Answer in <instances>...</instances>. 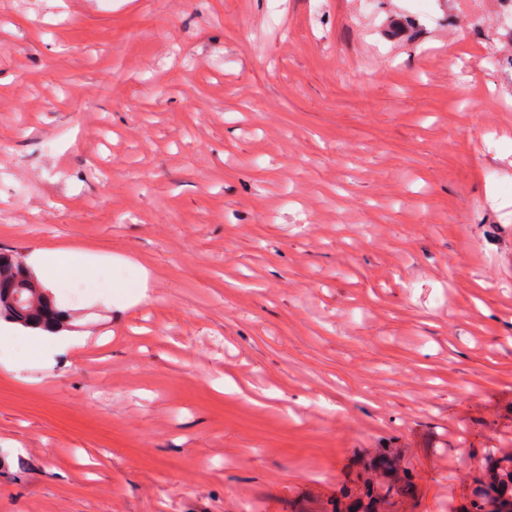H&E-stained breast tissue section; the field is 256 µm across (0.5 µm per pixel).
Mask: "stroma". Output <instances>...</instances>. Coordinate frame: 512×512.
Wrapping results in <instances>:
<instances>
[{
	"label": "stroma",
	"instance_id": "1",
	"mask_svg": "<svg viewBox=\"0 0 512 512\" xmlns=\"http://www.w3.org/2000/svg\"><path fill=\"white\" fill-rule=\"evenodd\" d=\"M0 512H465L512 456L500 0H0ZM42 261L43 273L47 277H52V271L59 265H70L77 272H81L83 268L77 263L73 254L67 250H55L49 253H38L37 254ZM32 273L27 266L18 261L13 255L0 253V291L9 288L13 284H24L27 289L24 290L27 299L35 298V302H30L21 308V311H13L10 316L1 315L0 320L16 323L26 328H38L40 336L29 337L39 356L47 357V347L52 346L51 353H65L74 343L66 336H60L44 329L56 330L64 326L66 314L53 308L52 301L48 302L42 291H47L50 299L49 289ZM33 277V278H31ZM32 321V324H29ZM42 329V330H41Z\"/></svg>",
	"mask_w": 512,
	"mask_h": 512
}]
</instances>
